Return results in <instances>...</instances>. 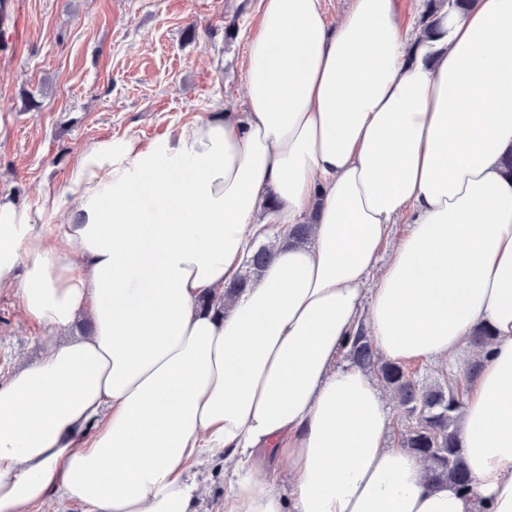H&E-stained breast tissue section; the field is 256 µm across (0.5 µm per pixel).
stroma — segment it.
<instances>
[{"label":"stroma","instance_id":"stroma-1","mask_svg":"<svg viewBox=\"0 0 512 512\" xmlns=\"http://www.w3.org/2000/svg\"><path fill=\"white\" fill-rule=\"evenodd\" d=\"M0 15V195L37 209L68 184L80 150L109 138L171 145L185 125L245 109L246 44L258 0H4ZM0 290V383L36 363L44 332ZM476 351L410 360L423 380L463 379ZM198 512H220L224 465L193 467Z\"/></svg>","mask_w":512,"mask_h":512}]
</instances>
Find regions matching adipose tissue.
<instances>
[{"mask_svg": "<svg viewBox=\"0 0 512 512\" xmlns=\"http://www.w3.org/2000/svg\"><path fill=\"white\" fill-rule=\"evenodd\" d=\"M439 28L410 34L395 0H351L334 26L321 0H259L245 112L163 149L86 146L61 235L56 197L0 196V288L23 267L22 311L47 331L0 385V512H196L189 469L216 456L224 512H512V0ZM268 196L281 227L313 217L311 243L200 309ZM81 313L93 332L75 339ZM480 325L495 341L459 418L470 488H431L388 444L376 379L337 361L361 327L401 362L451 357Z\"/></svg>", "mask_w": 512, "mask_h": 512, "instance_id": "obj_1", "label": "adipose tissue"}]
</instances>
